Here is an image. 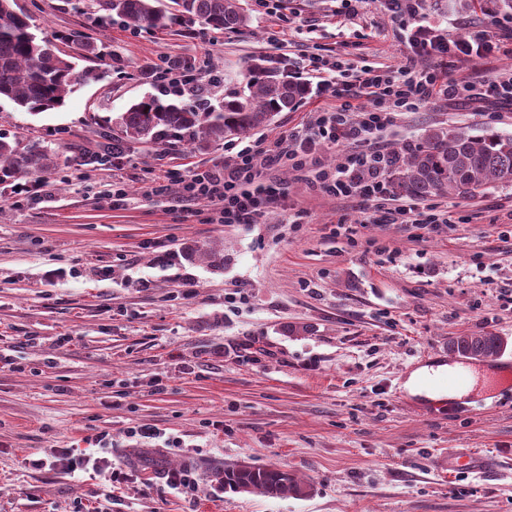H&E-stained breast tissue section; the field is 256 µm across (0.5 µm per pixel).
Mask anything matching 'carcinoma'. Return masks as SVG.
I'll return each instance as SVG.
<instances>
[{
	"label": "carcinoma",
	"instance_id": "cac0c4a2",
	"mask_svg": "<svg viewBox=\"0 0 512 512\" xmlns=\"http://www.w3.org/2000/svg\"><path fill=\"white\" fill-rule=\"evenodd\" d=\"M462 7L512 12V0H463ZM87 8L103 20L117 17L129 26L170 29L178 22L200 20L213 30H239L248 18L239 0H90ZM28 14L15 0H0V100L32 115L62 106L77 85L100 78L94 70L78 72L72 56L32 31ZM309 83L288 72L287 64L255 59L246 66L239 86L217 97L210 85L195 84L172 98L144 96L99 132L92 163L124 158L145 145L191 146L207 151L215 145L270 125L282 112L294 111L310 94ZM387 170L390 193L415 199L434 196L473 198L499 186H512V136L489 132L474 138L463 131H428L413 148L394 152ZM60 161L41 142L9 138L0 132V182L16 174L37 178L58 168ZM210 265L224 267V250L183 247L182 256L196 254ZM501 337L460 334L448 340V353L484 361L503 350ZM214 480L233 492L279 497L305 495L307 486L286 469L252 464L227 465Z\"/></svg>",
	"mask_w": 512,
	"mask_h": 512
}]
</instances>
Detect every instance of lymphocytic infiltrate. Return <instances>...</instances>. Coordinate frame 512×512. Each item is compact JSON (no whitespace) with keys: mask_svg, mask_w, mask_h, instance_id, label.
<instances>
[{"mask_svg":"<svg viewBox=\"0 0 512 512\" xmlns=\"http://www.w3.org/2000/svg\"><path fill=\"white\" fill-rule=\"evenodd\" d=\"M388 2L392 14L404 25L409 48L404 63L353 68L340 59L332 62L322 54H309L312 73L336 75L331 85L335 107L320 113L305 133L271 148L244 146L233 164L183 177V199H209L217 208L219 223H254L285 196L282 187L260 183L262 169L282 160L293 169H304L312 163L318 143L328 140L358 146L359 151L335 169H316L313 183L336 198L368 204L363 223L406 224L427 231L453 223L451 211L434 206L409 202L383 208L388 198L385 172L394 157L381 146L380 134L394 125L398 114L416 111L437 97L472 105L492 115L503 106H512L511 69L488 77L454 79L448 74L449 69H462L473 61L499 55L504 45L512 42V18L499 20L491 31L446 38L432 27L418 24L425 0ZM422 58L428 59V66H419ZM363 96L372 100V108H357L356 102Z\"/></svg>","mask_w":512,"mask_h":512,"instance_id":"obj_1","label":"lymphocytic infiltrate"}]
</instances>
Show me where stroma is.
Returning <instances> with one entry per match:
<instances>
[{
  "label": "stroma",
  "instance_id": "1",
  "mask_svg": "<svg viewBox=\"0 0 512 512\" xmlns=\"http://www.w3.org/2000/svg\"><path fill=\"white\" fill-rule=\"evenodd\" d=\"M16 2L37 35H68L67 54L97 45L86 64L103 77L39 115L0 105V130L44 141L61 161L37 198L14 201L0 184V512H512V372L448 353L451 336L491 333L512 356V186L438 199L458 221L422 240L402 224L359 227L358 202L315 190L311 170L284 161L260 179L287 194L254 224L216 223L205 199L175 208V182L152 193L166 171L220 169L243 145L305 131L331 101L317 87L270 126L207 152L144 150L116 166L82 158L98 124L164 89L141 74L164 59H196L226 91L254 58L287 61L301 77L317 49L356 67L399 64L408 48L386 0H359L345 26L338 0H288L282 21L241 0L249 22L235 32L199 21L136 30L69 0ZM497 19L425 0L420 22L457 37ZM432 127L512 135V109L492 124L439 98L403 115L384 146H414ZM116 182L126 202L113 203ZM341 218L355 234L337 235ZM187 243L223 248V270L181 258ZM290 324L309 331L288 335ZM438 367L469 383L457 399L435 392L430 410L405 383ZM137 425L157 438L130 437ZM99 435L112 450L94 470L30 465ZM465 448L506 464L449 477V452ZM235 463L288 469L311 490L217 491L212 470ZM186 465L197 484L174 492L163 476ZM117 467L136 477L115 494Z\"/></svg>",
  "mask_w": 512,
  "mask_h": 512
}]
</instances>
